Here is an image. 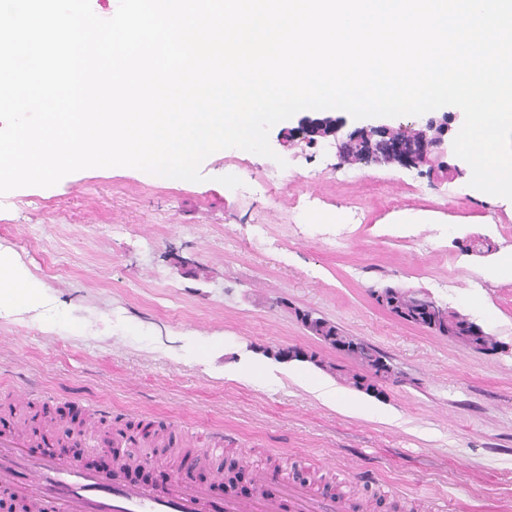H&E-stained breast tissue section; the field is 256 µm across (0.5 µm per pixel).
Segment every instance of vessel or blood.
Masks as SVG:
<instances>
[{"instance_id":"1","label":"vessel or blood","mask_w":512,"mask_h":512,"mask_svg":"<svg viewBox=\"0 0 512 512\" xmlns=\"http://www.w3.org/2000/svg\"><path fill=\"white\" fill-rule=\"evenodd\" d=\"M38 426L0 433V490L25 502L30 512H345L342 499L283 480L274 472L254 473L256 490L242 498L226 493L211 500L193 477L178 474L164 489L126 480L121 469L102 472L73 456L44 457L34 445Z\"/></svg>"}]
</instances>
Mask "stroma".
<instances>
[{"label":"stroma","mask_w":512,"mask_h":512,"mask_svg":"<svg viewBox=\"0 0 512 512\" xmlns=\"http://www.w3.org/2000/svg\"><path fill=\"white\" fill-rule=\"evenodd\" d=\"M296 125L272 127L274 158L210 155L200 182L90 168L0 194V252L41 288L35 307L0 308V428L27 409L108 408L153 417L179 448L223 431L224 456L303 470L360 512H512V200L481 198L466 175L341 163L334 139L286 141ZM388 285L470 315L500 350L399 319L373 298ZM298 308L388 357L384 398L267 356L300 345L352 368Z\"/></svg>","instance_id":"obj_1"}]
</instances>
